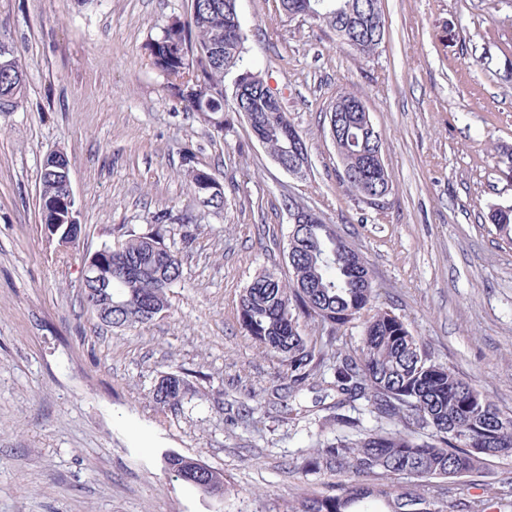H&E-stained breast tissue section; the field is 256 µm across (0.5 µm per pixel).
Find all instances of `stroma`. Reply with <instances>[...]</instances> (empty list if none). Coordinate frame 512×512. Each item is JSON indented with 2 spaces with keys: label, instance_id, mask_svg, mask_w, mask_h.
Wrapping results in <instances>:
<instances>
[{
  "label": "stroma",
  "instance_id": "1",
  "mask_svg": "<svg viewBox=\"0 0 512 512\" xmlns=\"http://www.w3.org/2000/svg\"><path fill=\"white\" fill-rule=\"evenodd\" d=\"M387 36L359 55L334 31L289 18L279 0H238L243 64L261 71L302 132L305 177L285 172L224 97L223 133L203 126L144 46L188 20V0H0V34L26 72L0 112V512H283L329 492L307 469L333 440L328 368L290 407L271 399L277 359L242 329L239 297L286 268L287 203L320 213L369 264L380 307L436 360L512 413V243L491 221L512 205V0H382ZM367 106L391 191L345 192L327 113L340 91ZM70 162L82 238L48 243L38 176ZM216 171L224 208L190 202L187 163ZM191 204L194 241L170 310L135 328L104 325L82 299L84 258L148 232L159 203ZM176 373L194 397L153 399ZM176 452L223 471L216 500L166 472ZM512 478V456L431 480L434 498L472 499Z\"/></svg>",
  "mask_w": 512,
  "mask_h": 512
}]
</instances>
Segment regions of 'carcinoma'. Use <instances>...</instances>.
<instances>
[{
  "label": "carcinoma",
  "instance_id": "1",
  "mask_svg": "<svg viewBox=\"0 0 512 512\" xmlns=\"http://www.w3.org/2000/svg\"><path fill=\"white\" fill-rule=\"evenodd\" d=\"M237 0H198L187 24L173 20L146 47L151 66L166 80L184 107L202 125L224 116V76L232 71L247 81L249 94L243 116L272 158L288 157L292 145L306 146L301 131L288 119L281 105L269 111L262 74L241 67L246 37L237 12ZM290 17L299 16L334 32L340 41L361 55L375 53L383 43L371 29L355 27L348 34L342 26L354 14L382 9V0H282ZM8 65L0 66V97L22 99L24 70L16 47L0 36ZM359 98L342 92L336 97V126L342 130L340 150L353 178H342L349 193L364 196V183L381 180L390 187L386 166L368 163L374 141L363 135L354 105ZM192 198L203 199L211 184L222 181L209 169H186ZM41 205L48 221L66 218L67 203L62 184L52 173L40 170ZM164 203L155 212V227L145 234H131L118 247L104 246L93 257L105 276H112V325L125 328L149 319L143 308L168 312V294L181 279L182 257L164 242L174 229L170 221L191 223L190 204L182 215ZM492 221L498 230L512 233V206L498 207ZM288 274L265 269L255 274L239 298L242 329L262 349L280 362L288 390L306 386L316 369L329 363L336 394L329 420L350 433L321 442L308 465L325 460L348 480L334 494L305 493L288 502L285 512H370L366 504L379 501L382 512H502L503 490L467 502L429 498L418 491L430 479L461 477L481 468L485 458L512 454V415L502 412L455 370L437 362L423 349L405 321L376 305L370 269L365 259L347 249L336 226L327 222L304 224L288 239ZM302 318L317 320L326 336L318 339L299 329ZM353 321L361 322L356 346L336 347L337 335ZM190 394L184 379L170 374L154 390L156 402L176 408ZM365 401L366 426L346 410ZM164 468L185 483L210 493L224 484V475L201 464L193 469L165 455ZM373 476L361 483L360 476ZM405 475L416 481L410 487L395 481Z\"/></svg>",
  "mask_w": 512,
  "mask_h": 512
}]
</instances>
